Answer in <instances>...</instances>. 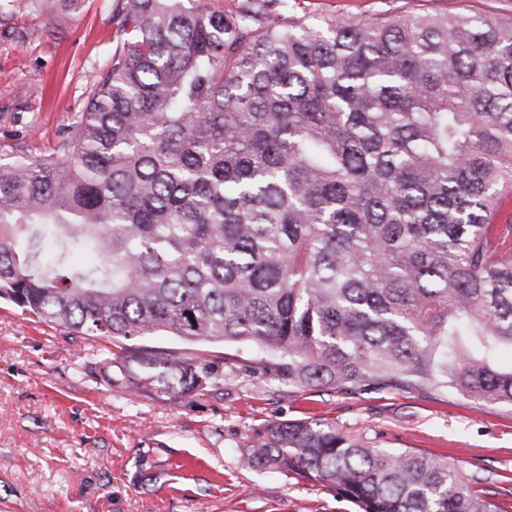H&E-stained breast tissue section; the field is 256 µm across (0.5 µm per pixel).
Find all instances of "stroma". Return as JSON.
<instances>
[{
    "mask_svg": "<svg viewBox=\"0 0 512 512\" xmlns=\"http://www.w3.org/2000/svg\"><path fill=\"white\" fill-rule=\"evenodd\" d=\"M115 0H0V166L56 157L112 54ZM309 21L484 13L512 0H276ZM45 37H35L38 29ZM225 354L224 383L164 394L88 341L0 303V512H354L246 465L259 426L318 415L378 448L445 454L488 492L512 477V414L455 394L302 391Z\"/></svg>",
    "mask_w": 512,
    "mask_h": 512,
    "instance_id": "1",
    "label": "stroma"
}]
</instances>
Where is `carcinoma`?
<instances>
[{
    "label": "carcinoma",
    "instance_id": "cac0c4a2",
    "mask_svg": "<svg viewBox=\"0 0 512 512\" xmlns=\"http://www.w3.org/2000/svg\"><path fill=\"white\" fill-rule=\"evenodd\" d=\"M112 18L63 155L0 170V300L110 340L162 392L224 372L128 341L261 348L301 390L512 407V21L310 24L262 0H116ZM245 458L356 512H505L448 458L317 416L256 428Z\"/></svg>",
    "mask_w": 512,
    "mask_h": 512
}]
</instances>
